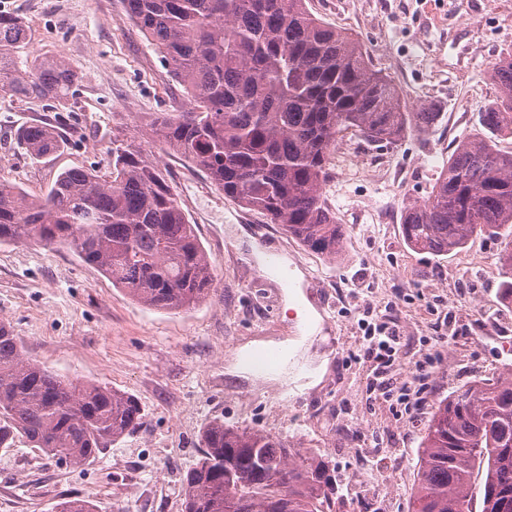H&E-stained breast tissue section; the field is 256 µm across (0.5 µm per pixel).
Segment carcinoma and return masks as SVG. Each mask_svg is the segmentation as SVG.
Instances as JSON below:
<instances>
[{
  "instance_id": "carcinoma-1",
  "label": "carcinoma",
  "mask_w": 512,
  "mask_h": 512,
  "mask_svg": "<svg viewBox=\"0 0 512 512\" xmlns=\"http://www.w3.org/2000/svg\"><path fill=\"white\" fill-rule=\"evenodd\" d=\"M135 26L195 101L147 123L161 149L182 155L224 196L280 225L307 248L336 257L344 227L323 187L340 133L394 144L438 113L407 112L400 88L375 69L354 36L314 16L307 0H123ZM25 22L0 14V94L69 105L78 74L64 61L19 55ZM497 103L482 114L490 135L460 140L427 198L405 207L406 244L445 255L479 233L507 239L499 256L512 301V58L492 68ZM34 159L57 153L46 124L22 128ZM112 171L68 169L34 198L0 180V244H64L142 305L173 311L213 290L210 260L158 160L119 136ZM0 322V448L25 438L74 467L137 428L130 395L66 380L25 356ZM182 479L185 512H333L340 485L327 458L282 438L222 421ZM512 496V369L474 381L437 403L423 429L412 512H500ZM55 512H98L90 495Z\"/></svg>"
}]
</instances>
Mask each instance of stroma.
<instances>
[{"label":"stroma","mask_w":512,"mask_h":512,"mask_svg":"<svg viewBox=\"0 0 512 512\" xmlns=\"http://www.w3.org/2000/svg\"><path fill=\"white\" fill-rule=\"evenodd\" d=\"M311 13L352 33L377 70L400 87L406 109L439 114L434 126L395 144L352 130L330 162L327 203L345 233L336 257L318 254L279 225L226 198L185 157L163 152L144 131L150 112L191 107L121 0H0L31 32L22 57L52 56L79 75L76 108L0 97V179L45 196L62 171L112 168V137L158 158L216 276L209 299L177 311L133 300L68 246L30 240L0 245V321L26 355L57 374L134 396L141 425L94 461L74 468L25 441L0 448V512H51L93 494L99 512H185L180 478L201 456L211 421L286 439L328 457L340 484L372 490L337 502L336 512H409L422 432L436 403L455 388L512 365V323L480 328L499 312L498 257L505 242L477 235L444 256L407 246L401 213L431 191L458 140L484 135L481 114L499 95L490 71L512 55V0H308ZM56 126V154L31 159L17 140L32 123ZM299 270L315 299L325 343L307 344L308 367L327 364L323 381L282 404L280 384L228 375L242 348L296 333L269 254ZM396 322L405 338L391 376L410 378L431 359L432 377L407 414L379 388L376 363L358 342L362 318Z\"/></svg>","instance_id":"35a3bbf8"}]
</instances>
